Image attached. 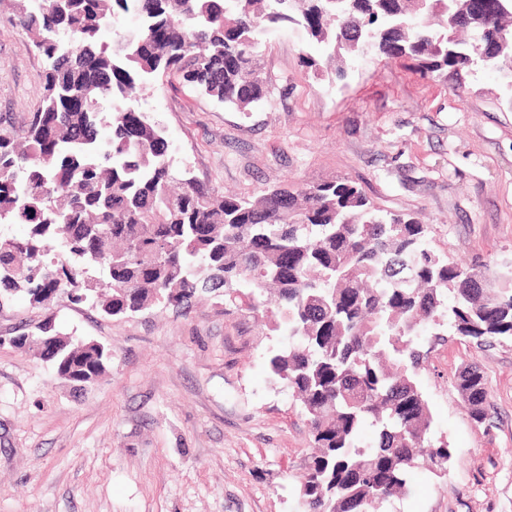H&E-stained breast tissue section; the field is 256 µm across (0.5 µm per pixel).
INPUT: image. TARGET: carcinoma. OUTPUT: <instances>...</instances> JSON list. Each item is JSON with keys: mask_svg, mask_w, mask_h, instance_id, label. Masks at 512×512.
<instances>
[{"mask_svg": "<svg viewBox=\"0 0 512 512\" xmlns=\"http://www.w3.org/2000/svg\"><path fill=\"white\" fill-rule=\"evenodd\" d=\"M45 61L41 106L0 131V305L59 294L107 317L162 307L188 313L203 294L268 323L273 378L301 402L317 453L300 512H379L422 464L444 471L418 384L422 336L480 347L512 342V266L448 260L428 228L374 207L356 182L216 192L176 164L139 106L176 76L247 112L267 86L257 62L272 27L296 26L336 60L407 58L427 75L512 64V0H0ZM138 24L100 42L118 13ZM84 390L112 352L47 318L9 339ZM469 417L490 419L484 372L455 377Z\"/></svg>", "mask_w": 512, "mask_h": 512, "instance_id": "carcinoma-1", "label": "carcinoma"}]
</instances>
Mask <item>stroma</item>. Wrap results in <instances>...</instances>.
I'll use <instances>...</instances> for the list:
<instances>
[{
    "label": "stroma",
    "instance_id": "obj_1",
    "mask_svg": "<svg viewBox=\"0 0 512 512\" xmlns=\"http://www.w3.org/2000/svg\"><path fill=\"white\" fill-rule=\"evenodd\" d=\"M0 16V115L35 111L44 60ZM302 33L261 47L268 95L238 112L176 77L152 82L141 105L169 150L218 191L286 183L357 182L384 211L428 224L449 260L512 261V105L495 73L444 80L413 61L356 59L345 78ZM101 342L112 363L76 391L9 342L47 314ZM268 335L252 315L198 301L185 316L154 309L107 318L58 295L49 307L17 294L0 306V512H297L313 453L295 397L269 374ZM481 366L491 418L474 423L456 391L462 364ZM419 384L446 438L442 473L415 468L384 512H512V343L461 337L429 347Z\"/></svg>",
    "mask_w": 512,
    "mask_h": 512
}]
</instances>
